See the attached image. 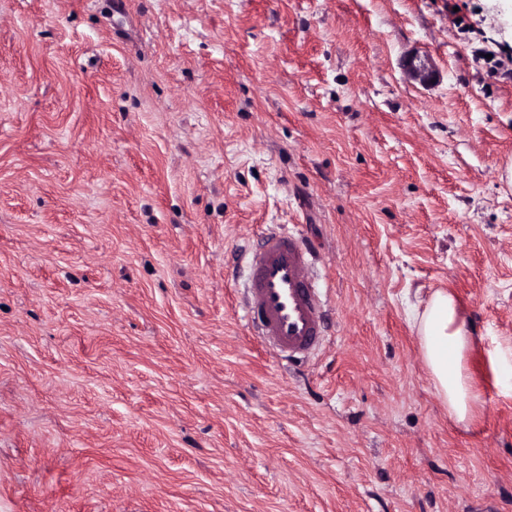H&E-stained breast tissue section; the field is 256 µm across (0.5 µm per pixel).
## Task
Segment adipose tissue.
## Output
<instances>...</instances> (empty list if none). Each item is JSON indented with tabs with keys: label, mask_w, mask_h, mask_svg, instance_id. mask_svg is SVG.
Returning <instances> with one entry per match:
<instances>
[{
	"label": "adipose tissue",
	"mask_w": 512,
	"mask_h": 512,
	"mask_svg": "<svg viewBox=\"0 0 512 512\" xmlns=\"http://www.w3.org/2000/svg\"><path fill=\"white\" fill-rule=\"evenodd\" d=\"M409 318L437 397L447 405L450 419L468 426L479 399L465 370V360L476 338L461 303L453 292L440 288L424 305H412Z\"/></svg>",
	"instance_id": "1"
}]
</instances>
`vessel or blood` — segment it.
I'll list each match as a JSON object with an SVG mask.
<instances>
[{
	"instance_id": "b4317fda",
	"label": "vessel or blood",
	"mask_w": 512,
	"mask_h": 512,
	"mask_svg": "<svg viewBox=\"0 0 512 512\" xmlns=\"http://www.w3.org/2000/svg\"><path fill=\"white\" fill-rule=\"evenodd\" d=\"M313 258L299 236L276 229L251 257L243 307L255 335L285 360L313 354L324 342L322 292L309 274Z\"/></svg>"
}]
</instances>
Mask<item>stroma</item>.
<instances>
[{"mask_svg": "<svg viewBox=\"0 0 512 512\" xmlns=\"http://www.w3.org/2000/svg\"><path fill=\"white\" fill-rule=\"evenodd\" d=\"M509 26L490 0H0V512H512ZM272 227L327 300L290 364L242 311ZM438 288L479 338L466 429L408 318ZM405 71L414 79L429 81L434 77V69L429 59L418 55L408 56L403 61Z\"/></svg>", "mask_w": 512, "mask_h": 512, "instance_id": "1", "label": "stroma"}]
</instances>
